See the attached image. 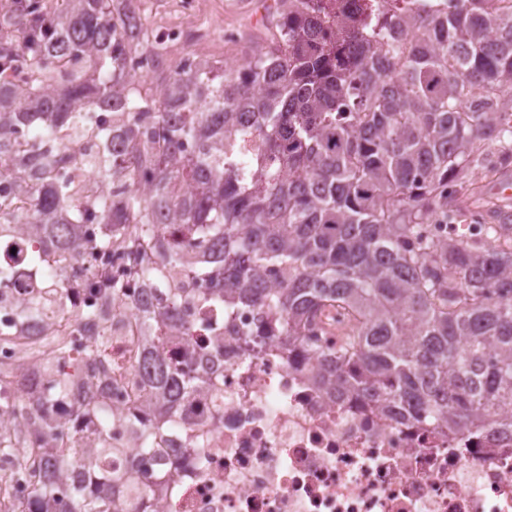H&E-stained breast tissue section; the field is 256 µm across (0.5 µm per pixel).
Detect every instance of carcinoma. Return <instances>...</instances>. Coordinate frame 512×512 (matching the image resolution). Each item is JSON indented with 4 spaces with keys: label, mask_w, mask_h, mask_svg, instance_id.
Masks as SVG:
<instances>
[{
    "label": "carcinoma",
    "mask_w": 512,
    "mask_h": 512,
    "mask_svg": "<svg viewBox=\"0 0 512 512\" xmlns=\"http://www.w3.org/2000/svg\"><path fill=\"white\" fill-rule=\"evenodd\" d=\"M137 0H13L0 15V235L29 239L75 259L137 242L209 287L207 305L251 306L256 347L271 336L319 359L339 394L384 402L408 418L454 431L501 427L512 405V225L495 244L421 228L464 217L451 204L478 145L512 138V0H273L279 35L243 64L193 59L168 70L166 39L142 23ZM21 39L15 38V33ZM159 75L148 84L135 67ZM23 76L22 94L13 77ZM89 139L77 160L68 130ZM83 164L98 184L85 197L61 178ZM153 186L144 194L141 181ZM85 224L105 226L89 240ZM72 281L46 290L65 294ZM43 291L21 312L43 313ZM354 313L336 349L308 339L332 309ZM155 344L142 366L158 417L202 385L169 357L179 321L164 295L141 311ZM61 325L46 348L54 364H78ZM100 334L84 361H111ZM0 401L20 418L15 455L26 493L0 512H155L166 482L127 496L125 474L89 469L79 431L64 435L54 409L71 377L41 393L15 387ZM94 386L75 399L79 416L101 411ZM80 482L66 499L55 486Z\"/></svg>",
    "instance_id": "carcinoma-1"
}]
</instances>
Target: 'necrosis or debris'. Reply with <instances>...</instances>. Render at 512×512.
Here are the masks:
<instances>
[{"label":"necrosis or debris","instance_id":"obj_1","mask_svg":"<svg viewBox=\"0 0 512 512\" xmlns=\"http://www.w3.org/2000/svg\"><path fill=\"white\" fill-rule=\"evenodd\" d=\"M134 245L116 237L109 251L79 259L34 263L26 241L0 238V264L12 272L0 290V365L17 370L28 389L47 385L26 345L87 309L107 307L100 328L109 338L112 389L97 417L75 419L56 408L63 426L111 428L112 469H128L148 421L137 411L146 397L141 365L151 338L138 316L145 283L132 257ZM92 278L108 269L122 292L104 299L90 288L48 303L39 320L20 313L43 281H68L72 264ZM161 287L178 293L180 312L204 342L192 367L202 385L165 420L158 457L171 476L157 500L161 512H512V431L462 435L432 423L404 421L384 404L354 395L339 399L315 381L316 359L302 348L270 341L245 343L257 313L204 307L203 281L180 267H164ZM158 457L140 467L154 470Z\"/></svg>","mask_w":512,"mask_h":512}]
</instances>
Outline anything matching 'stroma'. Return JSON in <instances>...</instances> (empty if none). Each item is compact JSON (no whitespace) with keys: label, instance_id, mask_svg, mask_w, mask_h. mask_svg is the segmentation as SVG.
<instances>
[{"label":"stroma","instance_id":"1","mask_svg":"<svg viewBox=\"0 0 512 512\" xmlns=\"http://www.w3.org/2000/svg\"><path fill=\"white\" fill-rule=\"evenodd\" d=\"M139 9L149 28H183L182 39L167 50L170 68L198 55L242 64L277 32L274 24L263 21L261 0H204L194 16L181 14L178 0H140Z\"/></svg>","mask_w":512,"mask_h":512}]
</instances>
